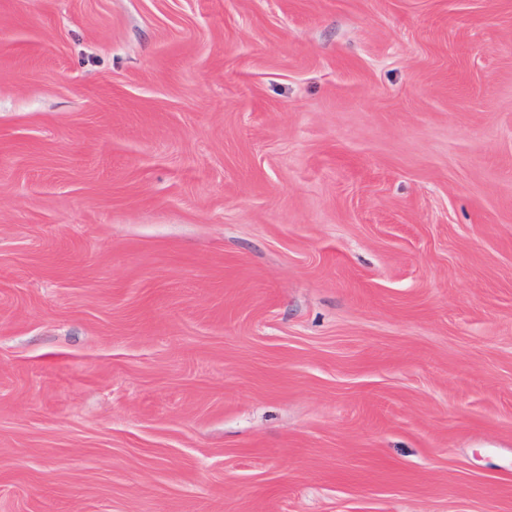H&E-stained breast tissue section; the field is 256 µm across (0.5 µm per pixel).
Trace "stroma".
Returning <instances> with one entry per match:
<instances>
[{
  "instance_id": "obj_1",
  "label": "stroma",
  "mask_w": 512,
  "mask_h": 512,
  "mask_svg": "<svg viewBox=\"0 0 512 512\" xmlns=\"http://www.w3.org/2000/svg\"><path fill=\"white\" fill-rule=\"evenodd\" d=\"M0 512H512V0H0Z\"/></svg>"
}]
</instances>
